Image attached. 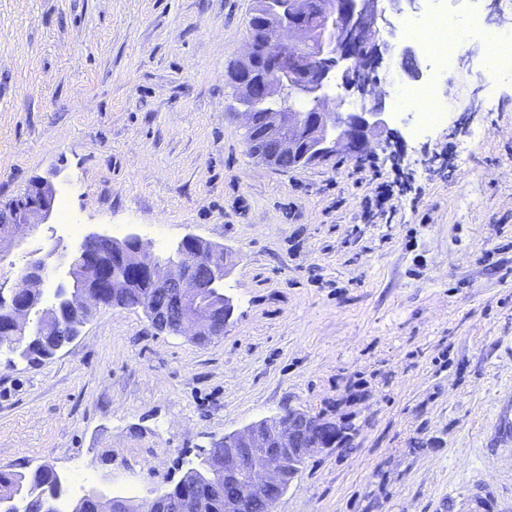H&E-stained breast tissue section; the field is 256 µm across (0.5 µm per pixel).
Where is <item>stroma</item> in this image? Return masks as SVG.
Returning a JSON list of instances; mask_svg holds the SVG:
<instances>
[{"label":"stroma","mask_w":512,"mask_h":512,"mask_svg":"<svg viewBox=\"0 0 512 512\" xmlns=\"http://www.w3.org/2000/svg\"><path fill=\"white\" fill-rule=\"evenodd\" d=\"M252 0H0V202L50 179L48 224L0 260V291L93 231L164 253L192 234L232 251L233 313L199 345L139 309L101 307L53 358L0 350V470L50 463L76 492L171 489L199 449L288 408L347 420L274 512H512V81L486 36L512 34V0H438L457 40L435 79L444 124L385 104L373 158L419 200L360 221L353 158L279 171L248 156L228 70ZM399 51L381 82H421L428 55L388 10Z\"/></svg>","instance_id":"35a3bbf8"}]
</instances>
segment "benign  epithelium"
Instances as JSON below:
<instances>
[{
	"label": "benign epithelium",
	"instance_id": "benign-epithelium-1",
	"mask_svg": "<svg viewBox=\"0 0 512 512\" xmlns=\"http://www.w3.org/2000/svg\"><path fill=\"white\" fill-rule=\"evenodd\" d=\"M403 2L412 8L416 0H320L314 23L307 19L301 0H285L277 10L255 13V24L265 38L247 39L232 76L233 87L257 106L285 95L289 106L266 113L260 132L253 113L242 111L245 141H269L276 152L294 156L302 165L321 164L338 154L357 157L379 147L389 131V115L384 97L372 91V75L393 50L389 41L393 24L386 17V4L399 12ZM301 52L335 58L345 94L336 99L321 96L333 69L307 67ZM54 201L53 185L42 180L30 185L18 200L0 207V256L25 232L48 223ZM230 270L231 255L223 247L192 234L161 255L135 232L120 241L94 232L69 254L52 252L33 261L9 296L0 290V306L15 316L8 336L12 344L28 335L33 308L42 335L76 337L87 319L85 310L112 306V294L136 281L170 290L178 318L164 332L198 338L227 324L232 305L221 284ZM62 272L69 287L56 289L48 304L45 280ZM322 425L320 416L290 409L224 434L198 451L199 461H224L222 466L200 469L201 487L209 491L221 482L226 487L236 485L237 494H224V512H244L246 493L288 488L307 457L348 440L341 424L331 434L320 433ZM85 497L108 512H168L162 493L138 503L95 488L87 490Z\"/></svg>",
	"mask_w": 512,
	"mask_h": 512
}]
</instances>
